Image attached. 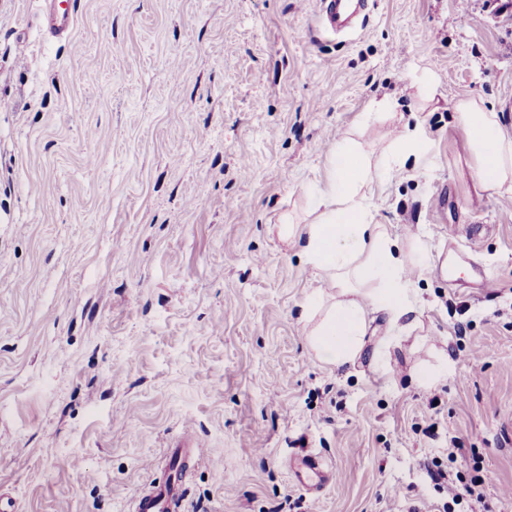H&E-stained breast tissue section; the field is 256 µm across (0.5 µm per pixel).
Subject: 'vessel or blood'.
Segmentation results:
<instances>
[{
  "label": "vessel or blood",
  "mask_w": 512,
  "mask_h": 512,
  "mask_svg": "<svg viewBox=\"0 0 512 512\" xmlns=\"http://www.w3.org/2000/svg\"><path fill=\"white\" fill-rule=\"evenodd\" d=\"M374 0H322L325 29L341 33L364 16ZM44 22L54 37L67 35L75 24L73 0H45ZM168 476L142 491L134 500L132 512H180L185 483L191 470L202 463L203 449L176 443L168 450ZM288 469L294 481L316 495L335 484L337 475L321 456L306 453L291 457Z\"/></svg>",
  "instance_id": "b4317fda"
}]
</instances>
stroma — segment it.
Here are the masks:
<instances>
[{"mask_svg":"<svg viewBox=\"0 0 512 512\" xmlns=\"http://www.w3.org/2000/svg\"><path fill=\"white\" fill-rule=\"evenodd\" d=\"M43 7L0 0V494L16 512H129L180 436L209 451L183 512H407L447 501L434 459L448 483L476 463L492 477L455 512H512V194L476 186L455 121L480 99L512 139V6L376 0L333 35L320 0H76L67 40ZM407 126L423 150L372 184L376 223L429 264L471 242L495 287L428 265L414 329L374 315L354 364H324L302 320L320 282L277 226L310 222L337 140L376 165ZM446 355L447 378L412 380ZM303 448L339 473L316 498L288 472Z\"/></svg>","mask_w":512,"mask_h":512,"instance_id":"obj_1","label":"stroma"}]
</instances>
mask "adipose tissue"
I'll return each instance as SVG.
<instances>
[{"label":"adipose tissue","mask_w":512,"mask_h":512,"mask_svg":"<svg viewBox=\"0 0 512 512\" xmlns=\"http://www.w3.org/2000/svg\"><path fill=\"white\" fill-rule=\"evenodd\" d=\"M456 122L479 160L475 182L512 193V140L502 135L496 112L462 100ZM375 175L354 140L338 141L326 179L310 195L313 220L299 236L306 264L326 285L303 306L312 324L308 340L316 357L333 366L360 356L369 314L386 313L395 323L411 313V276L426 262L421 255L408 257L384 225L375 223L366 193Z\"/></svg>","instance_id":"ef3b65f1"}]
</instances>
